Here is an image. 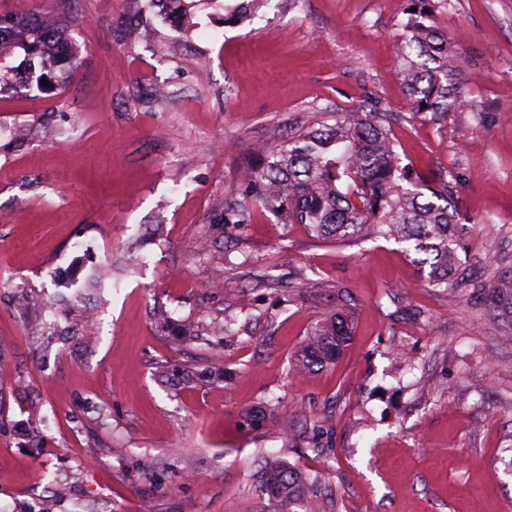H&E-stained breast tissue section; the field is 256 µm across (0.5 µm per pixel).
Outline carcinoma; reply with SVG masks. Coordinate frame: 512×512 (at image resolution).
<instances>
[{
  "instance_id": "1",
  "label": "carcinoma",
  "mask_w": 512,
  "mask_h": 512,
  "mask_svg": "<svg viewBox=\"0 0 512 512\" xmlns=\"http://www.w3.org/2000/svg\"><path fill=\"white\" fill-rule=\"evenodd\" d=\"M406 33L399 35L397 60L405 95L415 114L432 122L466 103L455 86L457 53L432 23L433 13L448 5L412 0ZM64 24L35 15L0 17V59L20 48L29 63H67L75 48L63 37ZM385 108L367 97L334 124L307 128L288 142L264 150L244 172V201H227L224 223L243 224L249 202L259 203L286 224H302L316 238L393 239L429 268V283L446 288L460 265L459 214L453 204L457 182L448 172L412 176L389 136ZM486 300L502 308L512 322V270L495 271ZM351 334L347 306L314 323L295 363L302 373L338 360ZM306 478L281 462L262 466L260 490L276 512H317L305 501Z\"/></svg>"
}]
</instances>
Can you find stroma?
<instances>
[{
  "label": "stroma",
  "instance_id": "35a3bbf8",
  "mask_svg": "<svg viewBox=\"0 0 512 512\" xmlns=\"http://www.w3.org/2000/svg\"><path fill=\"white\" fill-rule=\"evenodd\" d=\"M408 7L268 0L228 24L196 0L186 29L165 0H0L78 51L0 65V512H273L268 456L319 512H512V324L481 290L492 259L512 266V0L435 12L467 100L441 124L400 85ZM368 94L405 114L391 133L416 172L459 179L451 287L392 240L224 221L255 151ZM343 296V355L292 373Z\"/></svg>",
  "mask_w": 512,
  "mask_h": 512
}]
</instances>
